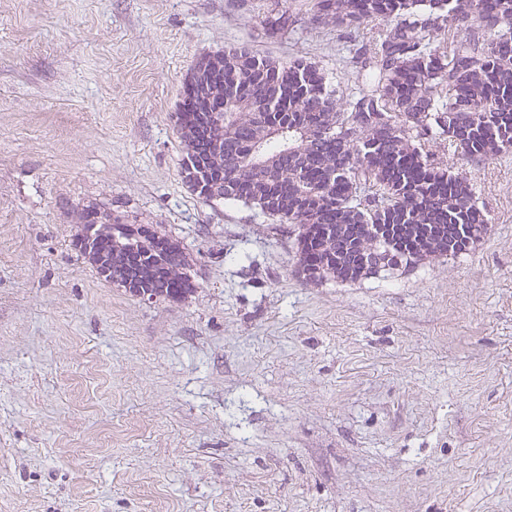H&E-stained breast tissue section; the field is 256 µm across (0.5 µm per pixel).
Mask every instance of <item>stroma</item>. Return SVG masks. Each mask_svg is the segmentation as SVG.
Instances as JSON below:
<instances>
[{"label": "stroma", "instance_id": "35a3bbf8", "mask_svg": "<svg viewBox=\"0 0 512 512\" xmlns=\"http://www.w3.org/2000/svg\"><path fill=\"white\" fill-rule=\"evenodd\" d=\"M243 46L353 79L308 0H0V512H512V151L439 156L491 218L466 253L306 284L293 226L181 176L183 81ZM91 200L195 298L100 277Z\"/></svg>", "mask_w": 512, "mask_h": 512}]
</instances>
